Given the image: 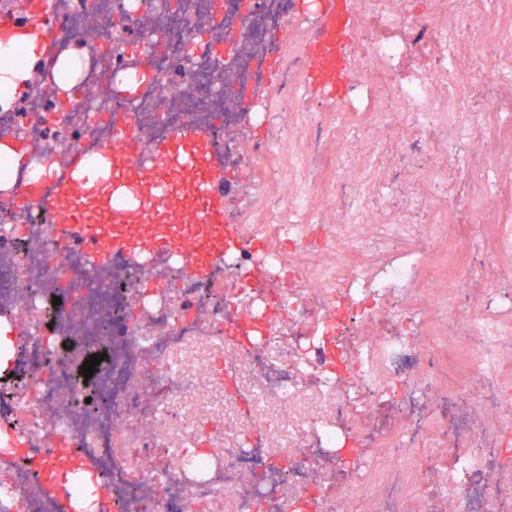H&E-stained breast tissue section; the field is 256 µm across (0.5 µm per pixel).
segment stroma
<instances>
[{
    "instance_id": "35a3bbf8",
    "label": "stroma",
    "mask_w": 512,
    "mask_h": 512,
    "mask_svg": "<svg viewBox=\"0 0 512 512\" xmlns=\"http://www.w3.org/2000/svg\"><path fill=\"white\" fill-rule=\"evenodd\" d=\"M402 30L412 36L406 53L388 65L387 76L378 78L372 91L386 109V120L370 112L350 110L345 101L326 100L303 82L300 57L304 43L321 22L317 9L303 8L295 0L283 22L288 39L283 49V82L266 81L260 98L276 120L257 128L255 142L274 148L271 165L276 174L265 181L264 193H253L262 170L253 166L250 156L238 162L240 178L223 188L226 215L241 214L253 223L275 201L290 193L303 192L318 221H338L336 207L326 193L331 164L337 154L348 152L351 181L343 189L344 199L358 198L369 224H435L436 235L419 247L429 255L423 272L424 285H447L455 280L449 263L457 267L482 264L488 269L486 282L460 284L462 297L495 286L512 290V255L498 254L497 227L512 224V168H498L497 159L512 155V78L489 79L491 58H512V0H465L461 6L466 23L464 36L455 45L453 70L470 73L478 87L475 94L453 104V111L469 114L475 122L467 148L475 169L494 171V208H484L482 193L471 178L459 180L451 196L437 194L431 180L434 170L450 165L447 153L420 140H403L409 118L395 107V82L411 81L419 72L439 66L434 33L428 22H437L440 31L453 29L456 12L448 0H393ZM385 179L389 193H378L375 183ZM263 180V179H262ZM422 318L426 333L438 351L441 363L434 371L421 365L399 364L398 375L419 379L432 375L435 388L429 399L406 408L397 400L382 402L376 409L373 426L361 441L374 448L392 430L417 426L422 445L443 429L454 428L462 436L472 434L474 412L461 399L448 400V391L472 381V349L453 336L451 326L435 311L431 297L421 294Z\"/></svg>"
}]
</instances>
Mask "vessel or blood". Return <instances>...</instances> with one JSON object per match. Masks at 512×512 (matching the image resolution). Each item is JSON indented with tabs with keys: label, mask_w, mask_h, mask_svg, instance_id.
<instances>
[{
	"label": "vessel or blood",
	"mask_w": 512,
	"mask_h": 512,
	"mask_svg": "<svg viewBox=\"0 0 512 512\" xmlns=\"http://www.w3.org/2000/svg\"><path fill=\"white\" fill-rule=\"evenodd\" d=\"M354 25L348 0H324L321 23L309 39L303 54L306 83L328 100L348 95L347 43ZM101 157L112 168V176L100 181L96 194L108 200L116 193L136 195L135 204L113 210L116 234L95 228L90 253L93 259L104 258L112 248L124 244L141 251L173 247L179 250L190 269H198V259L215 246L231 244L233 237L224 228L223 196L215 181L200 177L199 172L211 162L207 140L199 134L182 132L159 144L152 159H142L135 140L127 135L104 147ZM72 181L53 197L39 198L38 204L48 219L68 217L76 207V185L85 183V160L71 153L68 160ZM193 176L192 190L204 204L196 212L198 233L186 237L179 231L181 213L174 205L166 173ZM167 215L164 224L151 221L152 207Z\"/></svg>",
	"instance_id": "b4317fda"
}]
</instances>
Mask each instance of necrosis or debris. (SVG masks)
<instances>
[{
	"label": "necrosis or debris",
	"mask_w": 512,
	"mask_h": 512,
	"mask_svg": "<svg viewBox=\"0 0 512 512\" xmlns=\"http://www.w3.org/2000/svg\"><path fill=\"white\" fill-rule=\"evenodd\" d=\"M211 21L235 23L280 55L272 26L291 0H206ZM368 14L386 35L348 44L360 73L353 107L376 112L368 88L378 62L400 58L406 43L387 0H367ZM114 12L127 33L121 54L102 56L85 34V18ZM154 0H47L43 12L69 42L79 69L68 95L31 83L21 97L0 104V135H18L26 160L0 194V512H61L60 496L88 512H404L409 496L399 479L395 447L416 443L413 429L392 432L379 449L360 448L375 405L386 395L415 402L432 382L396 379L400 362L431 353L415 301L426 257L400 248L417 231L406 224H373L357 232L362 214L346 207L337 226L316 224L306 194L277 202L258 224H236L233 248L192 271L177 254L117 249L94 263L73 236L74 224L106 225L94 198L71 223L52 224L20 193L38 186L52 194L68 177L66 164L46 152L65 142L87 162L105 144L132 132L138 144L191 130L208 137L215 156L235 165L244 150H264L250 135L273 114L260 105L241 110L214 93L222 55L197 25L192 0L163 16L160 51L145 65L155 83L133 94L136 22ZM440 78L426 71L397 86L396 104L414 133L433 140L449 130L453 159L435 172L439 185L471 175L465 145L472 123L449 118L428 90ZM354 250L371 251L350 267L332 263L344 232ZM62 260L52 264L53 252ZM264 276L269 289L254 286ZM442 316L474 343V370L483 388L457 395L488 410L480 435L498 448L512 443V388L499 381L504 336L501 295L458 309L453 295L438 299ZM100 355L92 379L81 366ZM251 372L256 389L241 375ZM322 411L298 415L305 396ZM71 450L57 458L54 442ZM313 456L335 461L315 472ZM489 457L449 431L424 453V463L453 512H512L502 492L512 487V463L499 462L500 480L487 485ZM61 487V494L47 489Z\"/></svg>",
	"instance_id": "4bbe7bcc"
}]
</instances>
